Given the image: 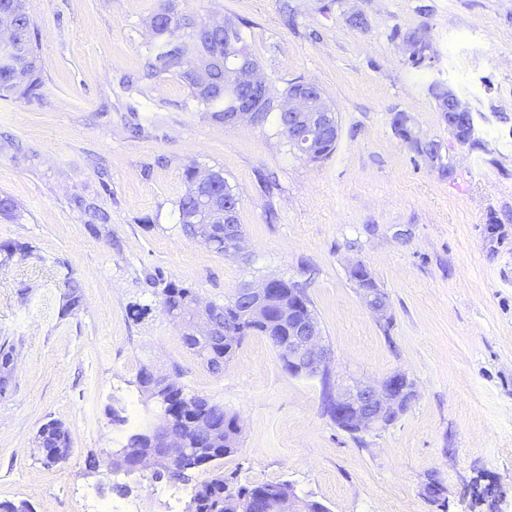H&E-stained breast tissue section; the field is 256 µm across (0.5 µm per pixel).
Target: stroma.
<instances>
[{"instance_id":"35a3bbf8","label":"stroma","mask_w":512,"mask_h":512,"mask_svg":"<svg viewBox=\"0 0 512 512\" xmlns=\"http://www.w3.org/2000/svg\"><path fill=\"white\" fill-rule=\"evenodd\" d=\"M248 23L274 96L320 87L340 137L314 163L271 131L211 120L165 75H139L146 20L165 5ZM37 32V94L0 98V345L16 358L0 394V500L34 512H184L171 482L126 477L127 495L90 470L147 411L142 367L208 396L241 424L220 462L244 484L286 481L328 512H470L486 473L512 512V0H27ZM360 14L368 26L352 28ZM428 28L430 61L412 66L400 34ZM451 86L473 110L481 147L459 144L427 86ZM408 113L442 163L393 131ZM223 171L241 200L249 262L185 236L177 203L188 166ZM108 216L90 229L91 210ZM497 219L489 229V219ZM363 264L391 323L363 304ZM269 277L305 284L329 349V383L293 377L262 336L220 373L188 350L160 303L175 280L223 303ZM82 300L66 310L68 280ZM150 305L144 319L132 304ZM402 373L414 396L392 424L352 434L324 409L325 389ZM129 422H112L113 410ZM64 423L72 450L43 466L35 437ZM443 506L424 495L429 479Z\"/></svg>"}]
</instances>
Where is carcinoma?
I'll return each instance as SVG.
<instances>
[{
  "mask_svg": "<svg viewBox=\"0 0 512 512\" xmlns=\"http://www.w3.org/2000/svg\"><path fill=\"white\" fill-rule=\"evenodd\" d=\"M185 14L170 8L165 12L153 14L148 24L156 28L154 39L148 47V56L143 71V79L153 80L162 75L177 76L189 92L191 103L200 112L209 114L212 120L222 123L224 117L233 112L237 105L239 92L224 85V73L213 72L209 75L206 84L196 82L193 73L183 67V55L205 51L214 56L224 54V38L213 41L203 38L196 43H188L181 39L182 22ZM7 21L14 26L22 39L21 50L24 61L21 66H16L9 58L0 55V97L11 95L27 96L33 93L41 85V76L37 65V33L34 23L26 7V0H0V22ZM428 92L435 100L438 109L442 110V118L448 119V85L443 82H433L428 86ZM268 109L265 112V127L273 131L285 145L289 146L294 154H300V140L288 136L284 113L276 109V101L273 95L267 97ZM395 133L405 141L416 153L428 152V144L421 142L413 135L409 126V117L404 112H397L392 121ZM455 140L462 145L475 147L480 145L475 131L463 121L458 124ZM338 137L336 132H325L312 140L305 149L310 160L320 161L329 158L336 150ZM214 180L209 188V194L222 200L232 201L236 206L241 205L238 196L224 178L220 170L214 172ZM198 177V168L190 166L185 170L187 190L178 202L179 224L183 233L190 239L194 238V229L185 223L187 213L196 209L195 186ZM0 252L11 258L15 255L26 257L31 253L29 245L16 241H8L0 244ZM276 289L275 304L269 308L263 322L253 326L249 331L251 335L260 336H286L288 335V321L281 317L278 303L302 302L306 308H311V301L307 296L305 286L298 281L277 279L271 283ZM193 294V289L181 282L169 281L161 291L162 303L177 307L184 303L185 298ZM236 348L227 349L222 346L213 348L214 357L210 360L208 370L220 373L224 370V364L232 358ZM326 389V411L336 424L348 429L346 422L336 412V406L332 400L329 377L322 379ZM194 402L200 406L209 407L207 415L213 417L215 426L219 430L221 444L210 456V462L214 463L225 457L237 453L238 448H224L223 441L230 438L239 440L234 434L233 424L235 416L227 413L224 407L212 402L204 395H193ZM42 444L41 457L44 464L56 463L58 452L71 451L72 439L68 428L58 420H50L44 423L38 430ZM488 475L478 474L471 488L472 506H477L494 496V486L485 482ZM290 486L287 481L269 482L246 485L237 480V473L224 472L216 469L209 479L192 486L191 497L187 504V512H251V494L256 490H263L269 499H275L284 488Z\"/></svg>",
  "mask_w": 512,
  "mask_h": 512,
  "instance_id": "carcinoma-1",
  "label": "carcinoma"
}]
</instances>
